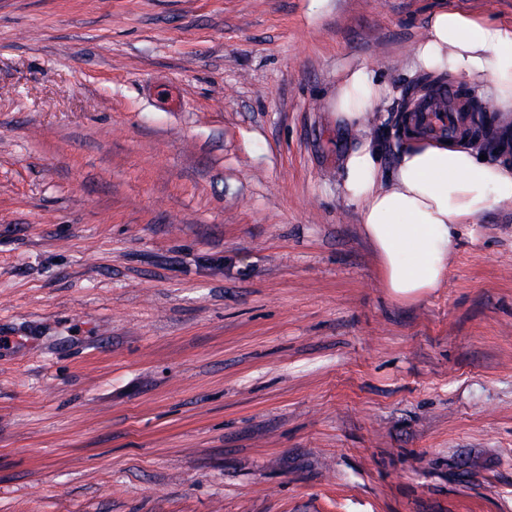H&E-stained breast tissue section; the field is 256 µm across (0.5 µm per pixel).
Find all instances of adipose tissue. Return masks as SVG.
I'll return each instance as SVG.
<instances>
[{
	"instance_id": "1",
	"label": "adipose tissue",
	"mask_w": 512,
	"mask_h": 512,
	"mask_svg": "<svg viewBox=\"0 0 512 512\" xmlns=\"http://www.w3.org/2000/svg\"><path fill=\"white\" fill-rule=\"evenodd\" d=\"M419 71L488 85L496 107L512 108V23H490L458 10L434 13L415 50ZM388 90L365 68L345 72L334 109L345 126L361 124ZM392 169L365 138L343 158V188L360 217L386 288L398 297L443 287L458 229L494 206L512 203V126L501 125L492 148L472 137L437 135L405 115Z\"/></svg>"
}]
</instances>
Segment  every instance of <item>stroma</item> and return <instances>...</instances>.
I'll return each instance as SVG.
<instances>
[{
	"label": "stroma",
	"instance_id": "35a3bbf8",
	"mask_svg": "<svg viewBox=\"0 0 512 512\" xmlns=\"http://www.w3.org/2000/svg\"><path fill=\"white\" fill-rule=\"evenodd\" d=\"M0 0V512H512V203L399 298L343 192L429 17ZM389 95L363 129L348 69ZM387 94V88L367 68L350 69L343 74L336 90V119L351 129L361 124Z\"/></svg>",
	"mask_w": 512,
	"mask_h": 512
}]
</instances>
